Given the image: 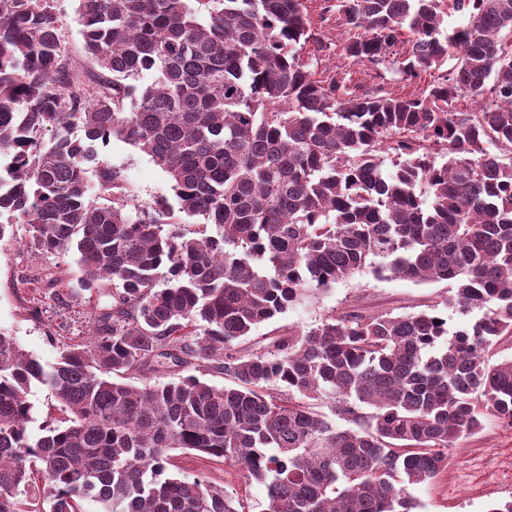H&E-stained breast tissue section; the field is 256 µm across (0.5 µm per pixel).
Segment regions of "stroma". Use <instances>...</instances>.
Segmentation results:
<instances>
[{
  "mask_svg": "<svg viewBox=\"0 0 512 512\" xmlns=\"http://www.w3.org/2000/svg\"><path fill=\"white\" fill-rule=\"evenodd\" d=\"M326 5L327 0H307L312 32L325 44L314 64L316 78L346 76L369 92L380 86L399 94L421 91V84L403 81L391 71L381 79L365 75L361 66L347 58L344 46L349 34L336 13L326 12ZM99 161L121 170L133 202L143 204L175 197L167 173L147 154L129 144L112 140L100 148ZM24 276L38 280L43 287L51 283L58 288L73 289L68 306L59 308L49 299L33 304L29 295L15 287L17 279ZM81 277L74 255L41 254L31 244L27 225H15L13 239L0 242V331L11 336L24 352L43 362L54 361L63 344L86 340L92 309L109 303L111 297L105 286L81 290ZM450 289L445 281L413 283L377 278L368 272L356 274L261 324L251 339L256 342L265 336H277L292 326L307 330L317 326L331 310L355 305L373 314L417 311L436 298L447 296ZM507 448H512V430L487 420L480 433L453 449L447 473L433 483L410 487L417 504L415 512H487L494 500L512 496V470L500 467V456ZM175 462V473L181 477H198L229 489L248 486L249 512H261L266 500L265 488L255 482L245 483L241 471L190 450L176 451Z\"/></svg>",
  "mask_w": 512,
  "mask_h": 512,
  "instance_id": "1",
  "label": "stroma"
}]
</instances>
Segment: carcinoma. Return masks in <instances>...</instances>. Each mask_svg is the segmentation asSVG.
<instances>
[{
	"mask_svg": "<svg viewBox=\"0 0 512 512\" xmlns=\"http://www.w3.org/2000/svg\"><path fill=\"white\" fill-rule=\"evenodd\" d=\"M443 2L336 0L354 62L437 72L397 96L314 77L305 0H78L89 66L53 0H0V241L26 224L40 253L77 255L82 289L112 285L53 363L0 332V512L38 485L49 510L30 512H246L173 475L178 449L264 485L263 512H413L408 486L451 449L488 419L512 429V359L489 356L512 338V0H449L466 22L446 35ZM113 138L176 203L130 205L96 164ZM364 271L453 293L240 349ZM450 310L476 319L453 330ZM192 361L224 385L134 381ZM34 386L59 412L36 431Z\"/></svg>",
	"mask_w": 512,
	"mask_h": 512,
	"instance_id": "obj_1",
	"label": "carcinoma"
}]
</instances>
